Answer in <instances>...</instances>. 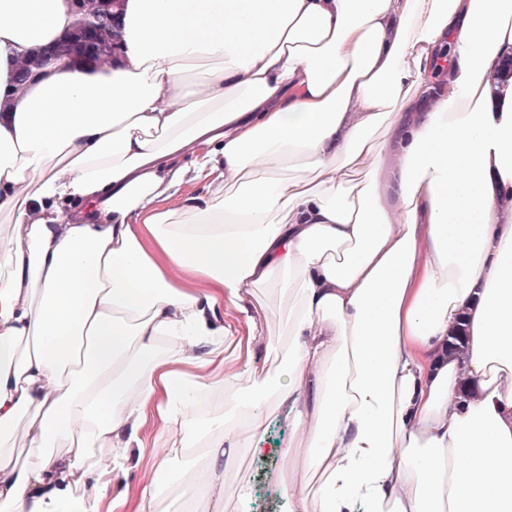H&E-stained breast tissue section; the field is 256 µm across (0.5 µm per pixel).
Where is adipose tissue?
<instances>
[{
    "instance_id": "ef3b65f1",
    "label": "adipose tissue",
    "mask_w": 512,
    "mask_h": 512,
    "mask_svg": "<svg viewBox=\"0 0 512 512\" xmlns=\"http://www.w3.org/2000/svg\"><path fill=\"white\" fill-rule=\"evenodd\" d=\"M123 12L118 60L20 90L24 54L74 17L69 0H0V512H100L153 403L154 512L197 395L217 389L222 438L202 435L191 494L223 493L225 443L291 398L301 429L280 455L310 490L289 488L290 512H356L362 497L368 512H512V215L497 205L512 113L490 93L512 0ZM187 150L218 179L161 206ZM185 270L215 293L179 289ZM267 284L288 297L275 378L247 364L232 387L184 378L177 364L239 353L214 313ZM20 441L37 463L18 465Z\"/></svg>"
}]
</instances>
